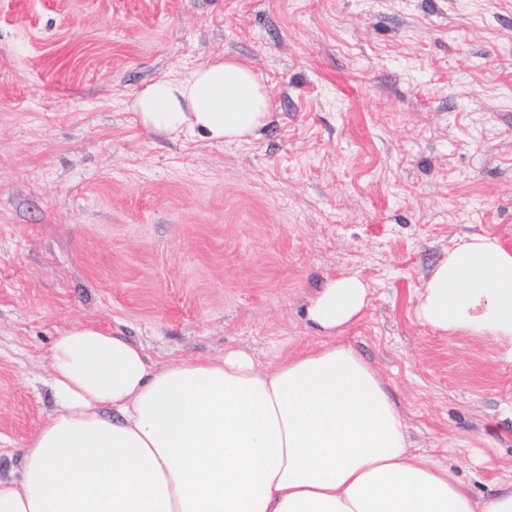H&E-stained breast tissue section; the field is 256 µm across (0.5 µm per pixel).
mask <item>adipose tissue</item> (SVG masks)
<instances>
[{
	"label": "adipose tissue",
	"instance_id": "adipose-tissue-1",
	"mask_svg": "<svg viewBox=\"0 0 512 512\" xmlns=\"http://www.w3.org/2000/svg\"><path fill=\"white\" fill-rule=\"evenodd\" d=\"M269 107L253 68L224 56L133 103L148 131L210 144L260 136ZM366 303L359 277L329 281L308 307L324 340L269 368L231 352L155 369L142 346L72 327L51 349L55 411L20 479L0 481V512H512V482L478 500L448 463L411 454L385 380L338 340ZM414 315L512 358V249L461 237Z\"/></svg>",
	"mask_w": 512,
	"mask_h": 512
}]
</instances>
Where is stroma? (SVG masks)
Instances as JSON below:
<instances>
[{
    "mask_svg": "<svg viewBox=\"0 0 512 512\" xmlns=\"http://www.w3.org/2000/svg\"><path fill=\"white\" fill-rule=\"evenodd\" d=\"M217 56L270 95L257 139L152 134V79ZM465 234L512 248V0H0V480L55 409L79 324L152 367L320 341L310 301L368 288L341 336L379 371L414 454L482 499L512 473V360L414 304Z\"/></svg>",
    "mask_w": 512,
    "mask_h": 512,
    "instance_id": "35a3bbf8",
    "label": "stroma"
}]
</instances>
